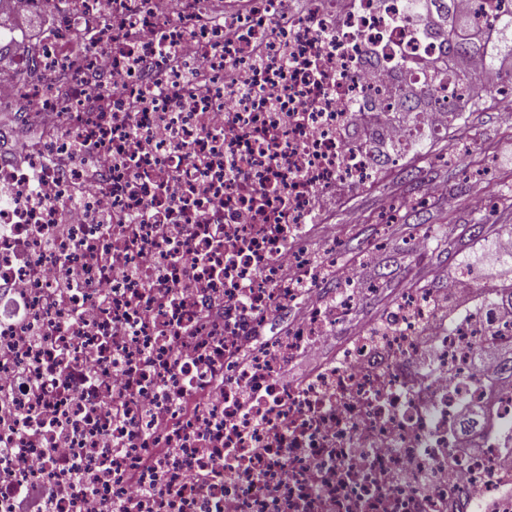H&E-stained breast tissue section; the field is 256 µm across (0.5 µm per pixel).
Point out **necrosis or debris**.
I'll return each instance as SVG.
<instances>
[{
	"mask_svg": "<svg viewBox=\"0 0 512 512\" xmlns=\"http://www.w3.org/2000/svg\"><path fill=\"white\" fill-rule=\"evenodd\" d=\"M21 2L54 22L20 55L0 19V88L24 89L0 128V512L31 486L42 512H85L83 485L97 512H512V382L481 357L512 321L484 303L450 319L408 290L284 375L356 301L319 289L335 242L317 263L295 239L379 178L377 141L447 129L384 120L400 87L454 71L399 22L407 0Z\"/></svg>",
	"mask_w": 512,
	"mask_h": 512,
	"instance_id": "obj_1",
	"label": "necrosis or debris"
}]
</instances>
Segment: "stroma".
<instances>
[{"label":"stroma","mask_w":512,"mask_h":512,"mask_svg":"<svg viewBox=\"0 0 512 512\" xmlns=\"http://www.w3.org/2000/svg\"><path fill=\"white\" fill-rule=\"evenodd\" d=\"M329 221L337 265L355 269L357 304L323 354L380 321L407 289L433 287V269L453 274L466 260L476 286L487 287L498 266L491 245L512 231V110L480 98L447 136L387 162L375 185L348 188ZM421 236L429 240L423 251L413 246ZM377 240L385 247L374 263L367 249Z\"/></svg>","instance_id":"1"}]
</instances>
